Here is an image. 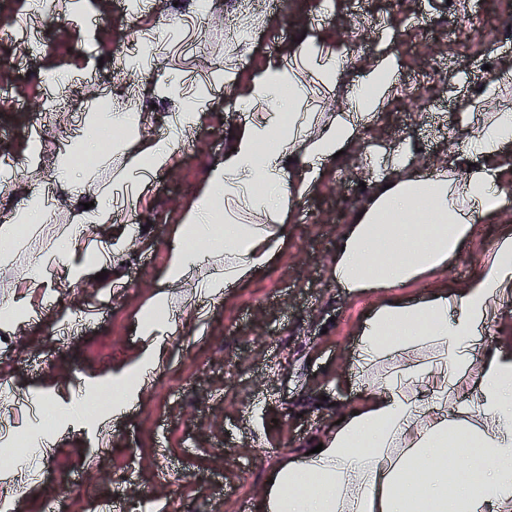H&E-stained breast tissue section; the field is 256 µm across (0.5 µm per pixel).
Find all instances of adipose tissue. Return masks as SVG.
I'll return each instance as SVG.
<instances>
[{"label": "adipose tissue", "mask_w": 512, "mask_h": 512, "mask_svg": "<svg viewBox=\"0 0 512 512\" xmlns=\"http://www.w3.org/2000/svg\"><path fill=\"white\" fill-rule=\"evenodd\" d=\"M394 55L378 58L352 93L351 112L326 121L295 109L301 97L288 69L255 77L242 98L278 104L287 122L251 113L224 160L182 212L176 237L200 232L201 215L217 196L248 187L256 210L270 220L224 227L233 261L211 282L212 294L252 278L280 249L279 220L312 191L320 167L355 142L357 113L376 111L394 88ZM488 113L461 149L473 159L512 148V84L489 85ZM170 140L127 156L123 175L170 168ZM401 144L374 158L368 206L346 230L333 275L347 291L397 288L461 258L477 217L500 211L505 193L492 170L476 164L404 173ZM300 174L289 177V159ZM94 210L76 209L63 230L65 247L85 246L93 225L112 221L107 191ZM512 297V231L499 236L464 288L416 301L380 302L359 336L355 372L365 393L324 439L321 452L288 460L272 474L264 512H512V351L481 341L485 327Z\"/></svg>", "instance_id": "1"}]
</instances>
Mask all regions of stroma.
Returning a JSON list of instances; mask_svg holds the SVG:
<instances>
[{
    "label": "stroma",
    "mask_w": 512,
    "mask_h": 512,
    "mask_svg": "<svg viewBox=\"0 0 512 512\" xmlns=\"http://www.w3.org/2000/svg\"><path fill=\"white\" fill-rule=\"evenodd\" d=\"M205 24H180L192 0H156L130 21L122 0H66L34 23L48 35L47 49L23 55L19 37L0 39V60L14 81L0 85L9 107L0 110V144L19 165L0 186V218L27 203L29 187L53 183L54 221L22 224L18 240L0 243L10 256L0 264V313L28 307L29 319L0 320V380L29 395L38 390L45 408L27 419L21 406L0 397V448L15 439L37 450L36 472L17 468L0 478V500L11 512H103L118 500L120 512H260L272 472L323 439L339 410L358 402L362 385L350 366L359 333L383 298L415 300L434 286L460 289L499 235L512 228V152L489 163L501 178L507 203L480 218L463 258L446 270L399 288L350 294L332 273V259L348 224L366 204L374 173L370 150L407 142L409 169L450 166L466 171L455 143L466 128L460 112L483 98L489 70L512 64V36L489 47L476 30L500 33L512 22V0H209ZM150 30L162 45L151 58L153 80L180 85L195 71L231 73L238 88L283 63L304 34L325 47L345 43L352 57L332 87L318 79L316 62L295 68L305 88L298 109L335 112L349 101L361 70L385 52L398 55L396 88L354 142L322 167L315 189L290 209L284 242L268 265L221 296H208L206 280L223 273L224 223L257 220L244 198L216 205L208 236L189 240L202 260L181 282L167 279L173 232L198 187L223 161L248 111L228 109L206 93L204 117L183 136L168 170L149 174L135 193L116 174L125 156L165 133V118L187 96L145 97L152 127L125 134L107 124L90 133L103 157L98 185L137 220L113 216L92 229L89 246L61 257L57 250L69 222L72 197L55 185L59 151L83 148L76 131L94 98L109 93L112 112L125 109L122 79L109 62L130 38L131 24ZM94 73V82L78 77ZM73 90L64 107L44 112L51 74ZM44 259L41 286L21 287L35 260ZM166 295L163 309L146 305ZM96 312L75 333L55 332L62 315ZM158 363L138 402L118 417L86 410L67 414L78 393L111 391L147 350Z\"/></svg>",
    "instance_id": "35a3bbf8"
}]
</instances>
